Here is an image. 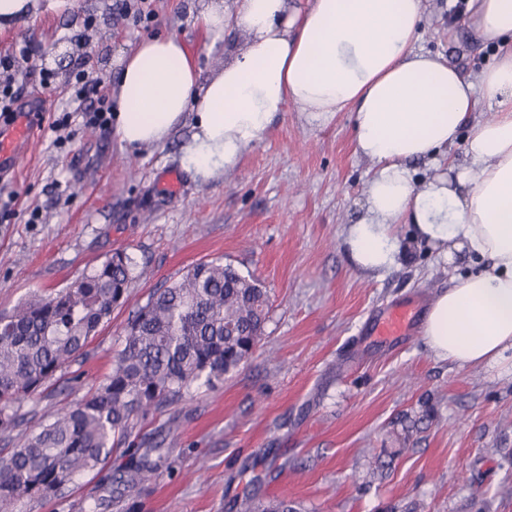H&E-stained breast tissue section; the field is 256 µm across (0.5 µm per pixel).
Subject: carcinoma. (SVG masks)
<instances>
[{
	"label": "carcinoma",
	"mask_w": 512,
	"mask_h": 512,
	"mask_svg": "<svg viewBox=\"0 0 512 512\" xmlns=\"http://www.w3.org/2000/svg\"><path fill=\"white\" fill-rule=\"evenodd\" d=\"M132 281L131 260L114 251L70 287L0 317V432L13 431L16 412L82 354ZM268 314L267 291L218 261L198 263L154 293L131 316L124 346L97 392L0 453V512L65 499L77 476L104 465L114 445L126 442L130 462L107 479L89 512H135L132 495L172 465L169 449L130 439L134 420L181 401L195 384L212 386L239 369L257 350ZM229 509L299 512L292 501L257 493L234 499Z\"/></svg>",
	"instance_id": "obj_1"
}]
</instances>
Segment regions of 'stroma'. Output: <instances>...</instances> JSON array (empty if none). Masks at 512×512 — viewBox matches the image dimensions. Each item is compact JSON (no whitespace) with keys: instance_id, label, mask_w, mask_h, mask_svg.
<instances>
[{"instance_id":"stroma-1","label":"stroma","mask_w":512,"mask_h":512,"mask_svg":"<svg viewBox=\"0 0 512 512\" xmlns=\"http://www.w3.org/2000/svg\"><path fill=\"white\" fill-rule=\"evenodd\" d=\"M149 2L155 18L146 27L121 17L115 0H65L0 30V53L29 44L17 86L43 111L15 172L0 176V205L14 213L0 222V315L67 288L116 250L131 258L133 275L126 302L83 355L24 405L18 433L92 394L124 345L130 312L197 263L218 260L266 289L264 333L221 382L135 422L133 436L152 435L174 460L141 494L143 512H226L246 489L247 464L276 470L264 494L302 512H512V376L438 360L417 331L389 346L365 334L377 311L430 299L464 264L442 261L406 227L388 274L349 260L344 231L362 211L373 167L354 150L351 113L322 124L286 109L235 169L206 181L182 169L190 122L148 149L86 125L73 88L78 64L113 92L129 50L174 35L205 83L246 43L245 33H208L197 22L235 0ZM422 12L419 48L478 81L496 50L471 34L457 0H422ZM44 70L52 88L40 83ZM64 109L68 127L51 131ZM170 171L181 177L175 192L163 183ZM127 460L124 446L113 448L66 500L34 502L29 512H84L105 473Z\"/></svg>"}]
</instances>
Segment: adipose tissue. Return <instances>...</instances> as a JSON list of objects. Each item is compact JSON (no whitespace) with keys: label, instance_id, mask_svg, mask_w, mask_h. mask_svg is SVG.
Segmentation results:
<instances>
[{"label":"adipose tissue","instance_id":"ef3b65f1","mask_svg":"<svg viewBox=\"0 0 512 512\" xmlns=\"http://www.w3.org/2000/svg\"><path fill=\"white\" fill-rule=\"evenodd\" d=\"M467 12L497 51L475 83L417 49L422 0L207 9L199 26L246 32V48L203 85L180 39L141 41L123 59L114 134L130 148L157 147L191 118L182 163L206 180L235 168L286 108L321 123L351 112L355 149L374 164L364 212L343 239L352 262L391 270L404 225L439 258L467 256L474 270L434 297L423 339L457 368L512 375V0H467ZM479 107L488 117L475 124ZM459 142L460 162L448 156ZM441 159L446 172L416 185L410 162Z\"/></svg>","mask_w":512,"mask_h":512}]
</instances>
